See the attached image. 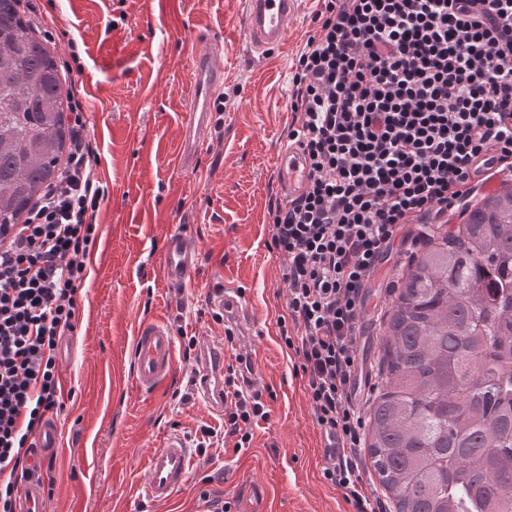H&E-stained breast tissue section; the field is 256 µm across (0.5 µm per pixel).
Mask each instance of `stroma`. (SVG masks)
<instances>
[{"instance_id": "35a3bbf8", "label": "stroma", "mask_w": 512, "mask_h": 512, "mask_svg": "<svg viewBox=\"0 0 512 512\" xmlns=\"http://www.w3.org/2000/svg\"><path fill=\"white\" fill-rule=\"evenodd\" d=\"M319 8V0H302L286 46L266 58L243 37L244 0H21V14L39 20L33 34L76 89L107 189L73 353L58 359L68 398L45 475L47 512H72L75 499L82 512H200L204 490L235 507L251 480L266 486L269 512H355L344 490L322 476L306 380L282 340L287 294L271 248L270 205L279 197L271 161L291 130L295 63ZM203 34L223 47L224 112L213 115L211 147L188 173L178 166V136L192 47ZM185 225L201 269L191 288L176 293L158 260L165 235ZM419 251H393L366 290L357 346L367 385L378 383L382 321L396 298L388 285ZM227 283L245 290L261 328L240 348L257 358L268 416L253 425L249 447L229 444L202 457L195 452L202 430L223 431V414L194 395L180 353L163 389L138 391L131 336L139 322L158 319L174 335L223 341L208 298ZM169 432L192 448L191 475L171 501L152 503L139 495L145 459Z\"/></svg>"}]
</instances>
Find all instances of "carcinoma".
Listing matches in <instances>:
<instances>
[{
    "instance_id": "obj_1",
    "label": "carcinoma",
    "mask_w": 512,
    "mask_h": 512,
    "mask_svg": "<svg viewBox=\"0 0 512 512\" xmlns=\"http://www.w3.org/2000/svg\"><path fill=\"white\" fill-rule=\"evenodd\" d=\"M0 0V229L72 141L57 63ZM367 453L396 512H512V201L429 240L389 318Z\"/></svg>"
}]
</instances>
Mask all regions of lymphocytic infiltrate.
I'll list each match as a JSON object with an SVG mask.
<instances>
[{
  "mask_svg": "<svg viewBox=\"0 0 512 512\" xmlns=\"http://www.w3.org/2000/svg\"><path fill=\"white\" fill-rule=\"evenodd\" d=\"M293 76L288 134L310 164L306 191L275 201L272 243L296 329L285 337L319 428L340 452L323 476L359 512L364 419L351 381L364 290L409 224H442L474 192L485 157L512 171V0H323ZM73 145L55 184L0 237V512H16L33 474L27 450L63 406L55 351L75 330L85 259L106 197L100 153L73 104ZM225 435L199 452L252 440L260 393L224 380Z\"/></svg>",
  "mask_w": 512,
  "mask_h": 512,
  "instance_id": "obj_1",
  "label": "lymphocytic infiltrate"
}]
</instances>
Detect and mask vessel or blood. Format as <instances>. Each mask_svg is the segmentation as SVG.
Returning <instances> with one entry per match:
<instances>
[{
    "label": "vessel or blood",
    "instance_id": "vessel-or-blood-1",
    "mask_svg": "<svg viewBox=\"0 0 512 512\" xmlns=\"http://www.w3.org/2000/svg\"><path fill=\"white\" fill-rule=\"evenodd\" d=\"M299 0H245L242 28L252 46L271 55L288 40V25L298 13ZM220 46L211 39H200L193 52L192 90L182 121V139L178 150L179 166L194 171L202 151L211 140V109L224 86V68L218 61ZM309 166L301 148L286 144L279 148L274 175L280 197L300 195L308 182ZM200 255L188 229L166 235L159 271L167 287L178 290L196 281ZM212 309L224 316L228 336H253L259 326L249 310L243 291L225 286L210 298ZM133 374L138 389L151 393L165 385L174 364V336L160 320L141 322L133 336ZM226 348L203 342L192 367L193 385L199 398L215 410L224 407V367ZM60 444V429L49 421L37 436L29 455L33 464H46ZM191 462L179 435L169 434L153 449L145 463L141 495L152 502H165L182 490L188 481ZM268 493L264 485H250L237 512H268ZM46 503L43 479L27 481L21 491L19 512H44Z\"/></svg>",
    "mask_w": 512,
    "mask_h": 512
}]
</instances>
